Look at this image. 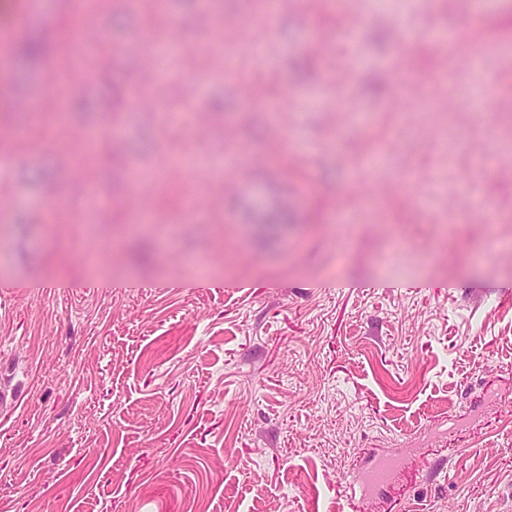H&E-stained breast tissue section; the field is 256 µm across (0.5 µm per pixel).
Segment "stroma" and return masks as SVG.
Masks as SVG:
<instances>
[{
  "instance_id": "obj_1",
  "label": "stroma",
  "mask_w": 512,
  "mask_h": 512,
  "mask_svg": "<svg viewBox=\"0 0 512 512\" xmlns=\"http://www.w3.org/2000/svg\"><path fill=\"white\" fill-rule=\"evenodd\" d=\"M34 2L31 26L91 24L99 81L45 82L53 62L27 63L0 41V97L26 103L42 133L18 150L0 123L13 159L0 202L14 207L0 225V387L19 395L0 409V512H336L376 448H422L418 467L442 459L447 470L374 493L370 512H512V252L497 245L512 239V47L458 59L426 125L364 91L375 73L431 67L439 29L500 20L512 0H427L416 12L365 0L341 22L337 0H280L251 28L265 65L238 56L234 81L207 53L213 15L237 43L256 0H111L107 12ZM146 29L181 55L146 59L131 45ZM320 40L326 53L295 80V59ZM492 72L490 127L477 129ZM116 78L131 98L119 108ZM65 99L91 107L41 125ZM276 103V127L296 142L291 180L225 154L276 151L264 122ZM113 116L121 133L103 139L91 195L71 153ZM371 137L385 144L383 169L358 181L355 148ZM190 151L201 177L168 165ZM128 165L146 182L121 188ZM159 175L208 192L185 215L156 200ZM410 178L423 203L397 225L375 214L370 199L399 196ZM141 204L156 206L167 236L139 261ZM487 205L495 224L460 221ZM61 206L65 224L52 219ZM321 209L351 228L349 244L312 232ZM393 226L407 245L391 259ZM189 256L204 260L206 286L180 277Z\"/></svg>"
}]
</instances>
